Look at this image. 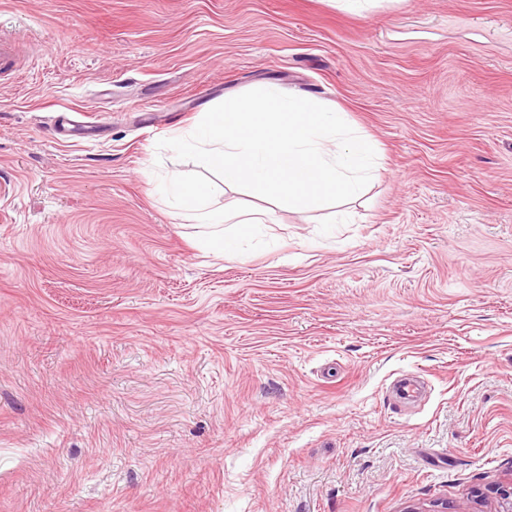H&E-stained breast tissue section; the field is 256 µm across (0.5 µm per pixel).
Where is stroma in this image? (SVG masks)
<instances>
[{
    "label": "stroma",
    "instance_id": "1",
    "mask_svg": "<svg viewBox=\"0 0 512 512\" xmlns=\"http://www.w3.org/2000/svg\"><path fill=\"white\" fill-rule=\"evenodd\" d=\"M0 33V512H503L512 0H0ZM267 84L369 135L357 197L158 150ZM172 172L262 231L202 248Z\"/></svg>",
    "mask_w": 512,
    "mask_h": 512
}]
</instances>
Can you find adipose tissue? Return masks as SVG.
<instances>
[{
    "mask_svg": "<svg viewBox=\"0 0 512 512\" xmlns=\"http://www.w3.org/2000/svg\"><path fill=\"white\" fill-rule=\"evenodd\" d=\"M163 191L194 220L201 245L218 249L223 254L231 253L235 236L244 231L255 232L262 222L261 216L238 208H207L205 194L188 185L175 173L168 176Z\"/></svg>",
    "mask_w": 512,
    "mask_h": 512,
    "instance_id": "1",
    "label": "adipose tissue"
}]
</instances>
